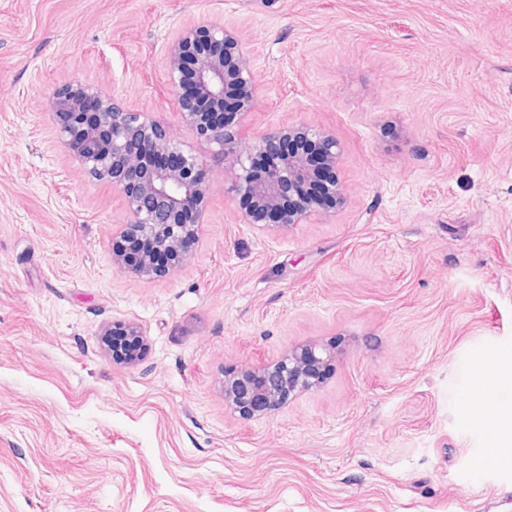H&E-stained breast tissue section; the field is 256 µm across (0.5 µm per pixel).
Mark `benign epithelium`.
Segmentation results:
<instances>
[{
  "mask_svg": "<svg viewBox=\"0 0 512 512\" xmlns=\"http://www.w3.org/2000/svg\"><path fill=\"white\" fill-rule=\"evenodd\" d=\"M193 77L186 81V59ZM167 78L176 101L180 126L215 146L212 156L225 163L224 192L240 203V222L261 229L301 224L313 215L325 216L331 207L318 202L343 200L338 178L332 177L340 145L328 132L310 126L270 129L254 142L239 141L228 120L231 110L252 111L258 78L252 58L237 30L201 21L179 33L167 48ZM60 138L87 173L112 183L124 195L127 219L112 240V264L124 273L149 278L182 264L189 251L184 241L197 237L204 221L203 202L211 192L206 163L175 138L171 126L152 115L125 106L115 95L80 80L56 90L51 99ZM301 147L286 151L264 171L255 159L270 153L283 140ZM307 192L296 196V190ZM127 239L146 241L136 265L122 254ZM112 326L124 330L140 349L122 361L136 365L143 359L145 333L132 320ZM333 353L317 344L295 345L274 363L243 366L224 379V404L247 417L265 415L292 395L321 383Z\"/></svg>",
  "mask_w": 512,
  "mask_h": 512,
  "instance_id": "7a95c632",
  "label": "benign epithelium"
}]
</instances>
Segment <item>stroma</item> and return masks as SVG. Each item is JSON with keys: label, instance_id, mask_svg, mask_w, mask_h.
Segmentation results:
<instances>
[{"label": "stroma", "instance_id": "obj_1", "mask_svg": "<svg viewBox=\"0 0 512 512\" xmlns=\"http://www.w3.org/2000/svg\"><path fill=\"white\" fill-rule=\"evenodd\" d=\"M203 19L254 58L243 140L334 134L345 202L260 230L211 164L187 260L135 278L51 97L175 124L165 50ZM126 318L135 367L99 335ZM309 341L322 384L225 407V374ZM487 370L512 372V0H0V512H512ZM116 326L121 327L124 330L125 335L128 336L129 342H131V341L139 342L141 349L131 352L129 356H127L124 353H121V351H119L121 353V355L123 356V358L120 359L116 356V351H115L114 346L112 348V341H111L110 345L112 348V358H114V359L117 358L128 365H137L143 359V353H144L145 346H146V342H145L146 334L144 333L141 326L132 320L113 322L112 330H114V328Z\"/></svg>", "mask_w": 512, "mask_h": 512}]
</instances>
